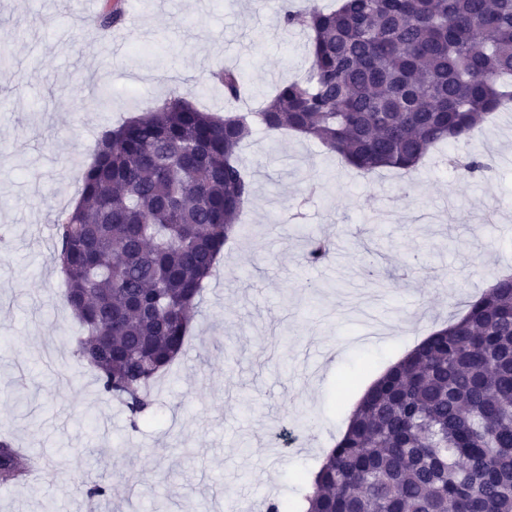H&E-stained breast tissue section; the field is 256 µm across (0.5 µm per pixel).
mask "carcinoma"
Here are the masks:
<instances>
[{"mask_svg":"<svg viewBox=\"0 0 512 512\" xmlns=\"http://www.w3.org/2000/svg\"><path fill=\"white\" fill-rule=\"evenodd\" d=\"M108 0L99 28L123 24ZM311 66L257 118L316 139L364 174L407 175L512 99V0H340L287 11ZM236 100L239 71L221 74ZM254 124L174 92L105 129L76 206L57 224L77 353L136 421L187 347L192 314L254 183L239 163ZM330 243L311 238L316 266ZM32 459L0 440V484ZM304 512H512V274L434 331L368 389L304 495Z\"/></svg>","mask_w":512,"mask_h":512,"instance_id":"1","label":"carcinoma"}]
</instances>
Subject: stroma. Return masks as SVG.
I'll return each instance as SVG.
<instances>
[{
	"mask_svg": "<svg viewBox=\"0 0 512 512\" xmlns=\"http://www.w3.org/2000/svg\"><path fill=\"white\" fill-rule=\"evenodd\" d=\"M327 2L112 0L146 31L129 39L84 25L76 0H0V437L37 458L29 485H0V512H76L96 483L112 496L93 512L296 500L376 376L512 268L505 113L411 177L259 128L239 153L249 233L226 241L153 406L134 423L99 392L53 255L101 132L176 90L219 115L261 105L310 65L281 4ZM227 68L247 101L225 99ZM475 153L490 170L460 179ZM311 236L329 262H305Z\"/></svg>",
	"mask_w": 512,
	"mask_h": 512,
	"instance_id": "stroma-1",
	"label": "stroma"
}]
</instances>
